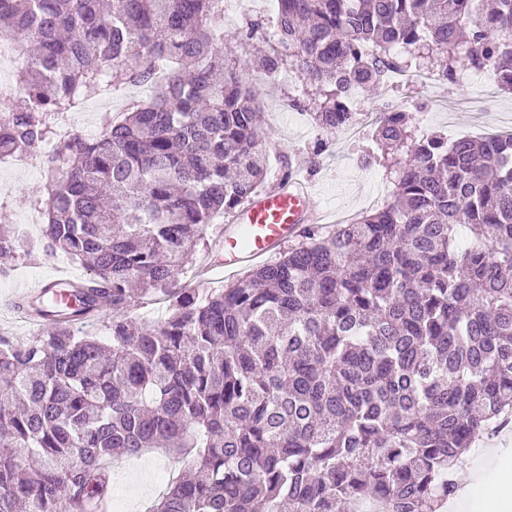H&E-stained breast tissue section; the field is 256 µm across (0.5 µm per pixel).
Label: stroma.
I'll return each mask as SVG.
<instances>
[{"label": "stroma", "instance_id": "1", "mask_svg": "<svg viewBox=\"0 0 512 512\" xmlns=\"http://www.w3.org/2000/svg\"><path fill=\"white\" fill-rule=\"evenodd\" d=\"M248 83L257 82V74L244 72ZM264 114L263 145L271 156L272 169L265 185L273 187L285 171L296 170L307 176L326 215L352 217L368 212L392 198L393 177L381 165L365 162L364 154L374 144L369 134L353 139L338 133L320 155H313L314 122L304 111L291 109L287 98L294 92L291 84H258ZM366 103L391 108L402 106L415 113H426L433 131L448 139L482 138L502 121L512 119V96L483 83L451 82L433 75L412 86L377 87ZM48 169L41 159L0 160V224H11L25 243L34 245L33 253L19 252L0 260L8 280L0 287V334L22 345L36 332L35 327L16 315L12 303L19 292L34 289L54 278L80 279L87 271L72 261L53 262L38 251L42 238L40 225L26 223L34 204L33 189L44 186ZM501 465L512 469V430L499 433L493 441L477 440L468 453L472 473ZM180 466L164 454L152 451L120 460L112 465V512H144L162 493L164 473L178 474Z\"/></svg>", "mask_w": 512, "mask_h": 512}]
</instances>
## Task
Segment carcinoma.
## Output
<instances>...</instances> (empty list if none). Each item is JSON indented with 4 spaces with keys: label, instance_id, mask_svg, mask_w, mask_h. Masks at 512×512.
<instances>
[{
    "label": "carcinoma",
    "instance_id": "obj_1",
    "mask_svg": "<svg viewBox=\"0 0 512 512\" xmlns=\"http://www.w3.org/2000/svg\"><path fill=\"white\" fill-rule=\"evenodd\" d=\"M224 0H0L23 105L0 117L22 158L108 84L156 85L47 156L44 252L86 266L44 327L0 336V512H99L112 460L186 462L149 512H437L478 437L512 424V136L373 127L393 200L221 290L177 285L206 229L269 169L260 93L241 71L290 70L329 136L352 93L420 53L449 81L492 64L512 95V0H278L275 31L228 63ZM469 231L466 244L459 229ZM21 248L0 225V255ZM169 300L158 327L136 298ZM111 309L106 337L77 322Z\"/></svg>",
    "mask_w": 512,
    "mask_h": 512
}]
</instances>
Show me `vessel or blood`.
I'll return each mask as SVG.
<instances>
[{
  "instance_id": "obj_1",
  "label": "vessel or blood",
  "mask_w": 512,
  "mask_h": 512,
  "mask_svg": "<svg viewBox=\"0 0 512 512\" xmlns=\"http://www.w3.org/2000/svg\"><path fill=\"white\" fill-rule=\"evenodd\" d=\"M316 208L307 184L296 177L258 192L236 213V229L219 242L210 269L231 272L268 262L289 237L314 219Z\"/></svg>"
}]
</instances>
